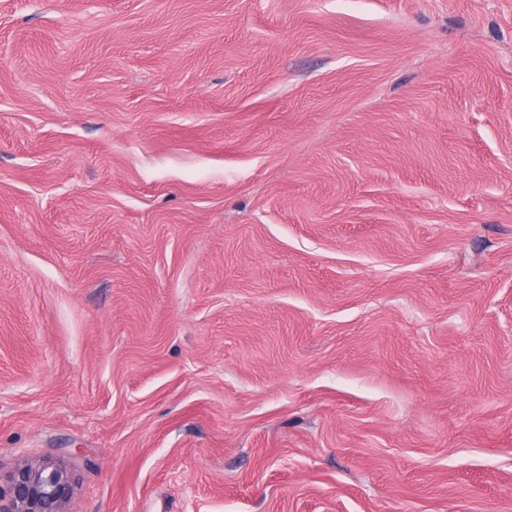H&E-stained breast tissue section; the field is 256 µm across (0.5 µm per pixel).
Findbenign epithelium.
Wrapping results in <instances>:
<instances>
[{"mask_svg":"<svg viewBox=\"0 0 512 512\" xmlns=\"http://www.w3.org/2000/svg\"><path fill=\"white\" fill-rule=\"evenodd\" d=\"M72 492V476L61 464H24L0 486V512H64ZM8 500L3 505L1 501Z\"/></svg>","mask_w":512,"mask_h":512,"instance_id":"obj_1","label":"benign epithelium"}]
</instances>
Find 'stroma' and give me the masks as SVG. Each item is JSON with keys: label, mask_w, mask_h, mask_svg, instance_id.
I'll use <instances>...</instances> for the list:
<instances>
[{"label": "stroma", "mask_w": 512, "mask_h": 512, "mask_svg": "<svg viewBox=\"0 0 512 512\" xmlns=\"http://www.w3.org/2000/svg\"><path fill=\"white\" fill-rule=\"evenodd\" d=\"M65 512H512V0H0V478ZM72 492V476L61 464H24L0 485L1 512H64ZM7 498L8 503L2 505Z\"/></svg>", "instance_id": "obj_1"}]
</instances>
